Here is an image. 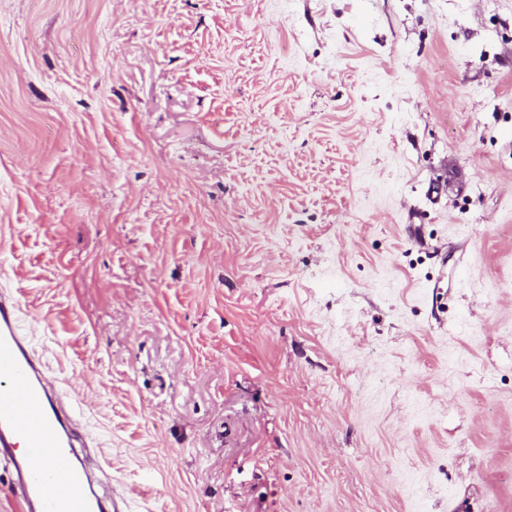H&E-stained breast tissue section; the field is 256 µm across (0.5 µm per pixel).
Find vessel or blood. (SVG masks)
Instances as JSON below:
<instances>
[{
    "mask_svg": "<svg viewBox=\"0 0 512 512\" xmlns=\"http://www.w3.org/2000/svg\"><path fill=\"white\" fill-rule=\"evenodd\" d=\"M36 417L37 430L27 426ZM91 443L73 404L46 377L42 357L20 325V306L0 291V463L11 468L18 512H125L106 494L91 465ZM64 480L65 496L47 495Z\"/></svg>",
    "mask_w": 512,
    "mask_h": 512,
    "instance_id": "b4317fda",
    "label": "vessel or blood"
}]
</instances>
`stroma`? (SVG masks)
<instances>
[{"label": "stroma", "mask_w": 512, "mask_h": 512, "mask_svg": "<svg viewBox=\"0 0 512 512\" xmlns=\"http://www.w3.org/2000/svg\"><path fill=\"white\" fill-rule=\"evenodd\" d=\"M0 284L128 512H512V0H0Z\"/></svg>", "instance_id": "35a3bbf8"}]
</instances>
